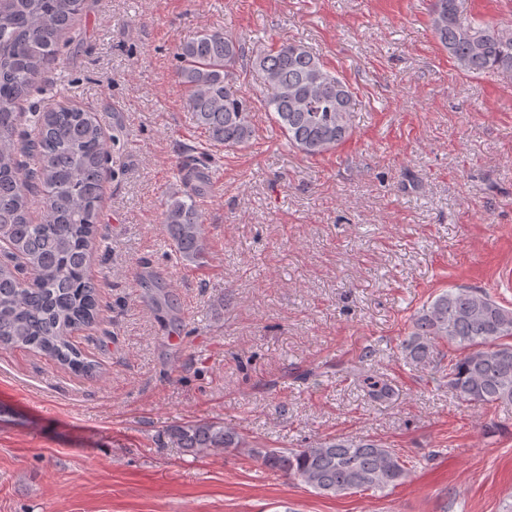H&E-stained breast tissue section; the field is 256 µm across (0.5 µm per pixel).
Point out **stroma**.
Segmentation results:
<instances>
[{
	"instance_id": "obj_1",
	"label": "stroma",
	"mask_w": 512,
	"mask_h": 512,
	"mask_svg": "<svg viewBox=\"0 0 512 512\" xmlns=\"http://www.w3.org/2000/svg\"><path fill=\"white\" fill-rule=\"evenodd\" d=\"M432 0H87L17 105L93 110L106 164L87 274L96 322L73 342L88 377L0 349V512H512V405L469 406L442 369L406 364L411 315L448 288L512 308V73L465 75L430 28ZM256 58L304 43L354 93L352 134L310 158L263 108L243 149L213 150L201 200L208 266L161 224L201 144L174 53L204 28ZM392 381L370 401L358 374ZM224 422L267 448L337 435L396 449L387 495L320 496L246 454L195 455L166 432Z\"/></svg>"
}]
</instances>
